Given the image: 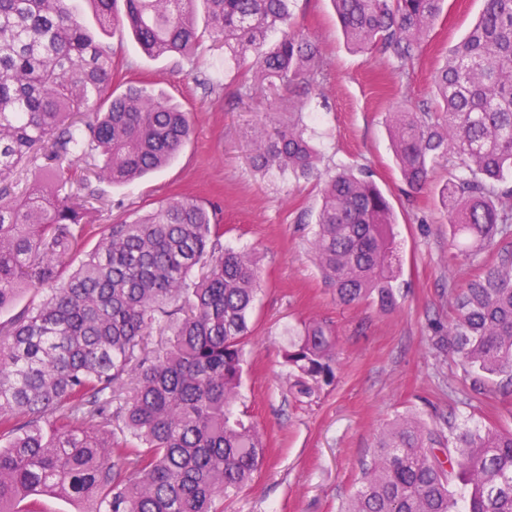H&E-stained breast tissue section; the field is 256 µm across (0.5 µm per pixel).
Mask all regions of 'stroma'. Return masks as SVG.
<instances>
[{
  "instance_id": "obj_1",
  "label": "stroma",
  "mask_w": 512,
  "mask_h": 512,
  "mask_svg": "<svg viewBox=\"0 0 512 512\" xmlns=\"http://www.w3.org/2000/svg\"><path fill=\"white\" fill-rule=\"evenodd\" d=\"M484 8V0H445L440 16L404 71L381 50L350 51L329 0H294L296 25L319 47L324 77L302 95L281 88L255 98L237 87L224 49L203 39L193 61L147 57L127 27L103 40L112 51L113 84L135 83L191 112L193 134L165 170L129 185L91 179L88 219L117 224L183 196L217 206L224 243L256 255L260 291L245 348L236 403L267 442L252 484L225 500L224 512H341L370 466L383 427L401 415L462 428H512L495 384H474L457 354L439 343L436 326L454 319L450 289L476 273L477 263L448 242L439 191L452 173L438 165L414 199L402 193L386 115L429 102L432 77L449 46ZM302 119L319 152L321 171L364 166L391 200L399 244V303L383 311L363 302L337 303L310 248L321 204L319 175L295 182L261 174L250 163L252 135ZM322 320L338 338L336 379L302 397L291 387L284 352L305 323Z\"/></svg>"
}]
</instances>
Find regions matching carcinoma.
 Wrapping results in <instances>:
<instances>
[{
    "mask_svg": "<svg viewBox=\"0 0 512 512\" xmlns=\"http://www.w3.org/2000/svg\"><path fill=\"white\" fill-rule=\"evenodd\" d=\"M205 32L224 44L249 88L313 86L318 48L294 27L291 0H85L101 31L126 25L152 58L188 59ZM349 46L412 59L443 0H331ZM279 40L267 45L268 33ZM438 108L389 113L403 183L419 192L455 160L441 197L451 245L496 256L450 292L448 329L463 367L501 379L512 397V0H485L433 75ZM191 114L144 85L112 88V52L74 0H0V512H35L52 492L83 512H221L259 472L260 430L234 417L260 267L225 248L218 210L170 198L100 229L85 221L88 179L131 184L168 165ZM41 174L26 192L13 177ZM255 169L308 177L318 154L301 123L253 148ZM392 206L363 167L328 173L312 249L336 301L398 306ZM99 234L97 244L84 250ZM167 336L149 346L148 337ZM337 342L314 320L284 354L301 396L332 384ZM129 476L122 479L117 470ZM345 512H512V430L397 419Z\"/></svg>",
    "mask_w": 512,
    "mask_h": 512,
    "instance_id": "obj_1",
    "label": "carcinoma"
}]
</instances>
